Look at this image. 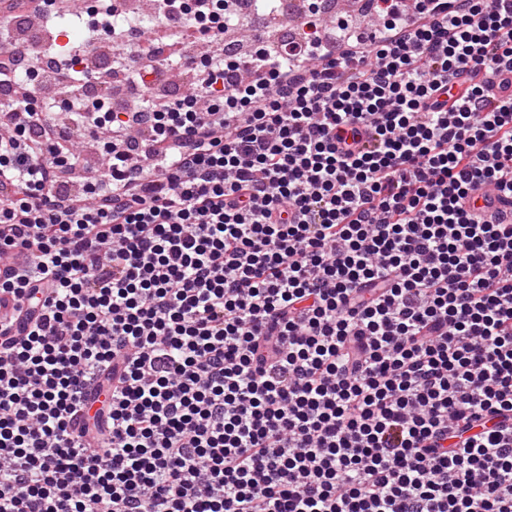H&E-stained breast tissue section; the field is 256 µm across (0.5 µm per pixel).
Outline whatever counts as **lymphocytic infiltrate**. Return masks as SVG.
<instances>
[{
    "label": "lymphocytic infiltrate",
    "instance_id": "lymphocytic-infiltrate-1",
    "mask_svg": "<svg viewBox=\"0 0 512 512\" xmlns=\"http://www.w3.org/2000/svg\"><path fill=\"white\" fill-rule=\"evenodd\" d=\"M376 8L130 112L69 88L106 165L67 197L72 141L0 99V512H512V221L471 204L512 199V0ZM116 9L81 52L159 67Z\"/></svg>",
    "mask_w": 512,
    "mask_h": 512
}]
</instances>
